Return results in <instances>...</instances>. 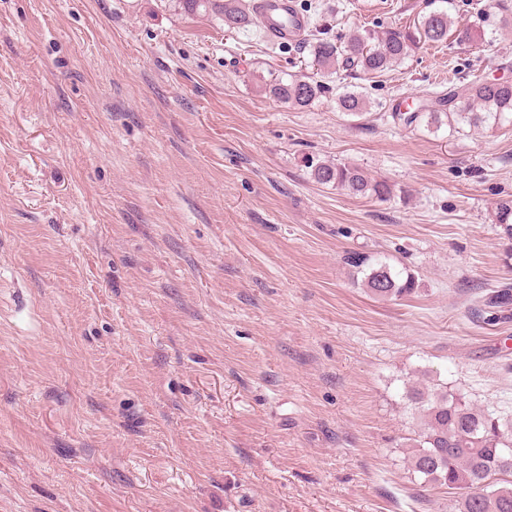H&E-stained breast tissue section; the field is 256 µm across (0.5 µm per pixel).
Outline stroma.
Wrapping results in <instances>:
<instances>
[{"instance_id": "stroma-1", "label": "stroma", "mask_w": 512, "mask_h": 512, "mask_svg": "<svg viewBox=\"0 0 512 512\" xmlns=\"http://www.w3.org/2000/svg\"><path fill=\"white\" fill-rule=\"evenodd\" d=\"M330 38L440 0H295ZM490 0L469 40L322 77L306 44L177 0H0V512H456L407 461L406 389L512 419V126L394 121L454 75L512 64ZM283 73L325 79L306 107ZM357 86L365 117L340 112ZM387 180V202L307 159ZM415 273L383 301L348 263ZM284 75L287 77L276 76L265 83L264 92L269 98L296 107H306L321 97L327 89L324 83L310 80L309 77ZM311 177L321 185L335 186L355 197L386 201L393 196V188L386 181L369 176L357 166L320 161L311 162Z\"/></svg>"}]
</instances>
